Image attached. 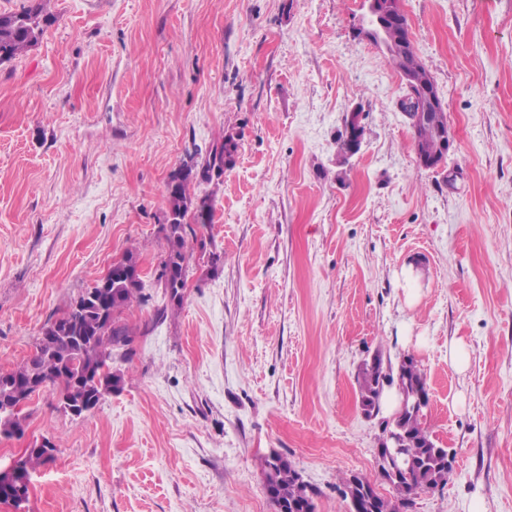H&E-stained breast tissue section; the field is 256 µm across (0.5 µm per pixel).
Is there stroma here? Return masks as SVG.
Masks as SVG:
<instances>
[{
  "instance_id": "35a3bbf8",
  "label": "stroma",
  "mask_w": 512,
  "mask_h": 512,
  "mask_svg": "<svg viewBox=\"0 0 512 512\" xmlns=\"http://www.w3.org/2000/svg\"><path fill=\"white\" fill-rule=\"evenodd\" d=\"M402 6L455 137L436 169L416 161L400 73L353 33L362 0H51L56 23L0 63V372L127 252L147 296L124 313L120 390L79 416L42 392L0 436L5 465L56 446L29 512H275L272 450L315 512H349L352 474L394 497L355 383L377 354L418 361L454 458L407 512H512V0ZM228 133L233 166L189 186L213 201L196 231L220 261L192 259L174 305L155 280L168 177Z\"/></svg>"
}]
</instances>
